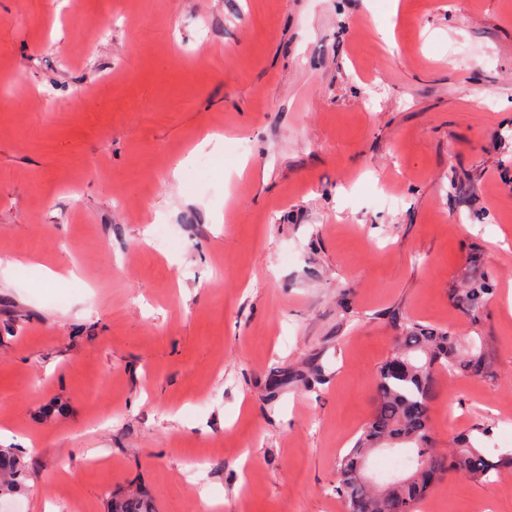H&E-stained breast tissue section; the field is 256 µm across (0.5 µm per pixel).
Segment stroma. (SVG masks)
I'll use <instances>...</instances> for the list:
<instances>
[{
  "label": "stroma",
  "instance_id": "obj_1",
  "mask_svg": "<svg viewBox=\"0 0 512 512\" xmlns=\"http://www.w3.org/2000/svg\"><path fill=\"white\" fill-rule=\"evenodd\" d=\"M4 85L0 429L31 474L0 512L136 486L156 512H345L398 315L487 339L496 380H441L432 436L499 443L512 0H0ZM483 275L474 325L448 291ZM490 505L512 471L419 510Z\"/></svg>",
  "mask_w": 512,
  "mask_h": 512
}]
</instances>
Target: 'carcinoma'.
I'll return each instance as SVG.
<instances>
[{"label":"carcinoma","mask_w":512,"mask_h":512,"mask_svg":"<svg viewBox=\"0 0 512 512\" xmlns=\"http://www.w3.org/2000/svg\"><path fill=\"white\" fill-rule=\"evenodd\" d=\"M493 294L491 282L482 279L467 288L450 289L449 298L477 324ZM396 329V346L378 369L369 421L336 463V493L346 512H419L420 502L438 483L433 477L436 472L487 480L512 470V452L491 458L468 435L456 437L445 452L436 450L432 441L430 406L438 393L439 376L496 379L487 343L472 341L464 348L461 337L454 333L403 317ZM379 448H407L414 454L412 470L382 493L362 488L349 478ZM28 480L21 458L11 448H0V498L24 492ZM105 512H154V505L141 489L111 492Z\"/></svg>","instance_id":"cac0c4a2"}]
</instances>
